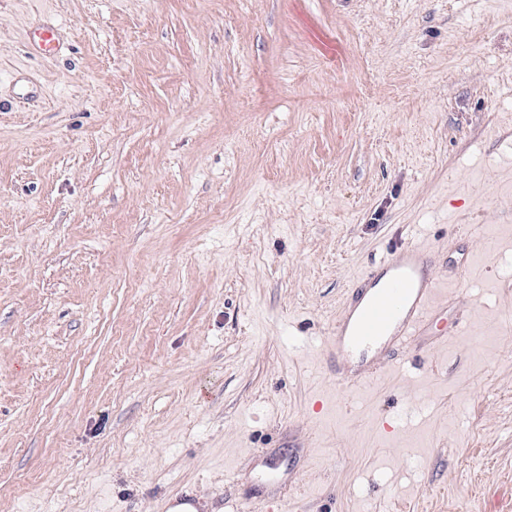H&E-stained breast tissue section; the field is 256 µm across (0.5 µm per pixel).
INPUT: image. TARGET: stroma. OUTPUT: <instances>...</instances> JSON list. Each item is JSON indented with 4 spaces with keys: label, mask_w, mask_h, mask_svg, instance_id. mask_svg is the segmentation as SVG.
Segmentation results:
<instances>
[{
    "label": "stroma",
    "mask_w": 512,
    "mask_h": 512,
    "mask_svg": "<svg viewBox=\"0 0 512 512\" xmlns=\"http://www.w3.org/2000/svg\"><path fill=\"white\" fill-rule=\"evenodd\" d=\"M408 243L442 311L344 387ZM182 493L512 512V0H0V512ZM431 267L429 250L401 246L358 277L327 343L328 350L336 349L344 385L374 379L395 351L421 336L440 290Z\"/></svg>",
    "instance_id": "stroma-1"
}]
</instances>
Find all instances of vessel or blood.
I'll return each instance as SVG.
<instances>
[{"instance_id":"b4317fda","label":"vessel or blood","mask_w":512,"mask_h":512,"mask_svg":"<svg viewBox=\"0 0 512 512\" xmlns=\"http://www.w3.org/2000/svg\"><path fill=\"white\" fill-rule=\"evenodd\" d=\"M431 267L429 250L402 246L358 277L327 343L340 361L344 385L374 379L395 351L422 334L438 294Z\"/></svg>"}]
</instances>
